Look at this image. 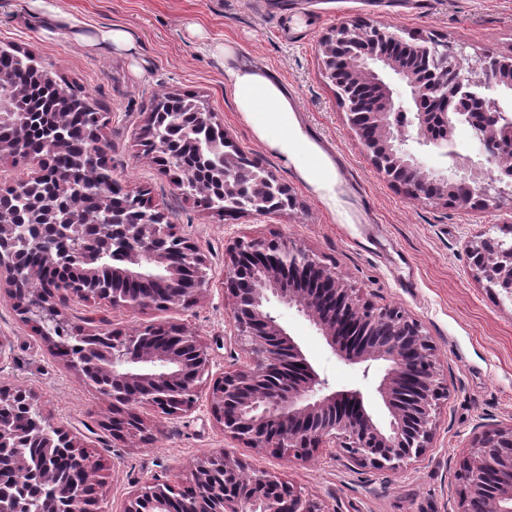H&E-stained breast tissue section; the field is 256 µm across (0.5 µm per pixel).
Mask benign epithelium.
I'll list each match as a JSON object with an SVG mask.
<instances>
[{
  "label": "benign epithelium",
  "instance_id": "benign-epithelium-1",
  "mask_svg": "<svg viewBox=\"0 0 512 512\" xmlns=\"http://www.w3.org/2000/svg\"><path fill=\"white\" fill-rule=\"evenodd\" d=\"M360 49H351L344 65L334 67L331 44L323 38L325 70L336 77L339 95L355 133L373 131L361 144L373 165L392 183L417 197L445 198L453 203L486 204L512 196V179H491L490 165L512 168V110L500 103L512 93V69L501 59H489L476 72L448 48V43L423 38L419 65L410 68L386 44L406 40L357 22L343 27ZM393 72L409 90V101L384 74ZM475 100L483 119L473 125L480 144V160L460 158L448 149L451 131L469 121L462 103ZM163 113L150 112L142 129L145 146L160 153L156 128ZM441 151L451 159V174L426 167L417 147ZM244 165L234 150L224 151V166L208 170L209 186L223 194L224 209L238 215H269L273 200L292 203L281 184L260 182L253 196L243 199L233 173ZM50 205L36 204L21 212L9 199H0V276L24 320L41 324V338L62 355L75 373L94 384L117 406V391H134L146 406L167 414L182 412L196 402L202 386L209 388L215 420L224 435L249 448L287 449V455L308 459L330 445L361 466L399 471L430 447L439 400L445 384L432 344L420 324L395 306L361 301L348 284L306 250L276 240H236L227 249V288L233 297L237 336L250 358L243 368L229 369L209 378L206 347L188 330L159 326L119 334L114 349L83 344L73 352L65 338L55 335L67 324L69 301L88 294L90 287L112 279L135 280L151 272L165 279L168 293L162 305L196 303L207 286L206 257L186 237L174 232L164 213L146 207L140 223L87 224L81 196L82 183L67 185ZM494 237L477 234L469 246L472 266L489 287L512 294V246H496ZM37 251L45 269L20 273V250ZM122 255L130 266L111 264ZM308 317L327 344L344 361L365 365L387 363L378 386L391 416L383 428L366 411L357 390H329L299 345L286 332L271 299ZM112 302L140 308L145 301L112 289ZM383 326L388 339H372ZM144 425L135 417L112 424V438L128 442ZM75 446L70 430L44 421L34 395L23 387L0 386V472L12 475L0 483V499L41 498L42 512H104L92 509L84 493H59L63 477L44 466L35 467L27 453L38 448L48 457ZM86 487L99 488L98 460L91 454L75 457ZM223 474L224 497L217 504L207 499L215 469ZM498 471L495 491L484 494L488 471ZM463 485L460 512L470 501L485 499L484 512H512V425L485 428L477 434L458 473ZM170 483H147L135 491L125 512H327L322 504L304 497L289 483L265 471H249L231 452L197 461L188 500L172 498Z\"/></svg>",
  "mask_w": 512,
  "mask_h": 512
}]
</instances>
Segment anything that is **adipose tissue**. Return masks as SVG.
<instances>
[{
    "mask_svg": "<svg viewBox=\"0 0 512 512\" xmlns=\"http://www.w3.org/2000/svg\"><path fill=\"white\" fill-rule=\"evenodd\" d=\"M215 50L224 57L228 94L255 138L288 161L330 210H338L341 177L337 163L305 129L296 102L282 83L268 68L240 65L235 42L216 45Z\"/></svg>",
    "mask_w": 512,
    "mask_h": 512,
    "instance_id": "ef3b65f1",
    "label": "adipose tissue"
}]
</instances>
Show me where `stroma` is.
Here are the masks:
<instances>
[{
    "label": "stroma",
    "mask_w": 512,
    "mask_h": 512,
    "mask_svg": "<svg viewBox=\"0 0 512 512\" xmlns=\"http://www.w3.org/2000/svg\"><path fill=\"white\" fill-rule=\"evenodd\" d=\"M56 7L90 33L124 28L134 51L109 43L94 52L82 49L69 29L44 24ZM356 20L407 40L448 42L473 64L512 58V0H0V43L91 94L108 117L103 136L115 176L148 193L207 260V290L190 307L131 309L77 298L67 309L73 323L123 332L181 325L205 344L211 377L246 366L225 286V254L240 238L276 239L313 253L361 299L405 309L431 341L448 388L430 448L398 472L358 466L331 448L301 461L246 447L225 437L205 391L192 409L175 415L138 408L147 437L122 443L103 426L111 402L54 354L0 288V336L7 341L0 386L31 389L50 422L66 426L99 458L107 512H124L145 483L187 480L196 460L222 449L288 481L327 512H458L457 474L477 426L512 424V299L488 287L468 258L477 232L499 237L512 229V202L461 206L416 199L374 167L349 127L319 50L325 35ZM227 38L239 45L242 60L269 68L295 98L305 128L335 159L342 215L259 143L236 111L224 91V59L211 50ZM163 92L204 100L229 141L287 188L291 206L227 220L183 196L172 173L138 142L150 104ZM278 314L331 388L361 391L367 412L387 421L376 391L382 368L367 372L339 360L296 309L282 307Z\"/></svg>",
    "instance_id": "35a3bbf8"
}]
</instances>
